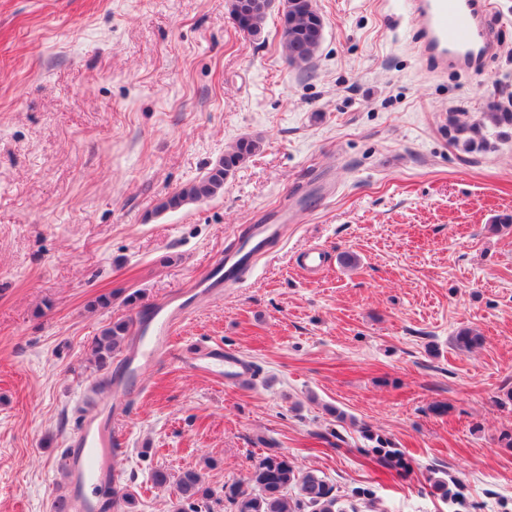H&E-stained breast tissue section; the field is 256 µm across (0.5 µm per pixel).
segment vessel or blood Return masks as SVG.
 Here are the masks:
<instances>
[{
    "label": "vessel or blood",
    "instance_id": "1",
    "mask_svg": "<svg viewBox=\"0 0 512 512\" xmlns=\"http://www.w3.org/2000/svg\"><path fill=\"white\" fill-rule=\"evenodd\" d=\"M404 11L417 23V46L435 68L472 69L494 55L498 42L488 19L496 14L494 0H402ZM275 224L257 225L253 235L213 265L204 283L206 292L242 284L255 258L264 254L269 239L277 237ZM184 310L164 301L139 322V338L126 365L127 374L141 365L161 361L209 375L216 383L248 378L253 370L244 356L223 347L200 346L173 333ZM122 441L107 420L91 416L69 437L62 464L72 476L76 512H100V504L83 493L85 486L119 484L123 479L112 459L121 453Z\"/></svg>",
    "mask_w": 512,
    "mask_h": 512
}]
</instances>
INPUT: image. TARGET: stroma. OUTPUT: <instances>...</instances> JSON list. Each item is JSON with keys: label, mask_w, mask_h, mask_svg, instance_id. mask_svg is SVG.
<instances>
[{"label": "stroma", "mask_w": 512, "mask_h": 512, "mask_svg": "<svg viewBox=\"0 0 512 512\" xmlns=\"http://www.w3.org/2000/svg\"><path fill=\"white\" fill-rule=\"evenodd\" d=\"M500 2L497 56L436 73L395 0H315L306 69L275 7L254 39L229 0H0V512H54L98 400L131 512H174L158 467L202 471L206 512H230L225 485L273 451L341 512H452V478L469 512H512V231L491 229L512 214V138L488 129L491 149L466 154L442 130L512 96ZM247 136L261 148L223 195L157 212ZM257 224L286 231L244 284L202 296ZM311 247L316 276L296 261ZM175 293L192 309L176 336L238 352L251 377L158 363L136 395L93 392L94 336ZM463 327L482 345L458 350Z\"/></svg>", "instance_id": "35a3bbf8"}]
</instances>
